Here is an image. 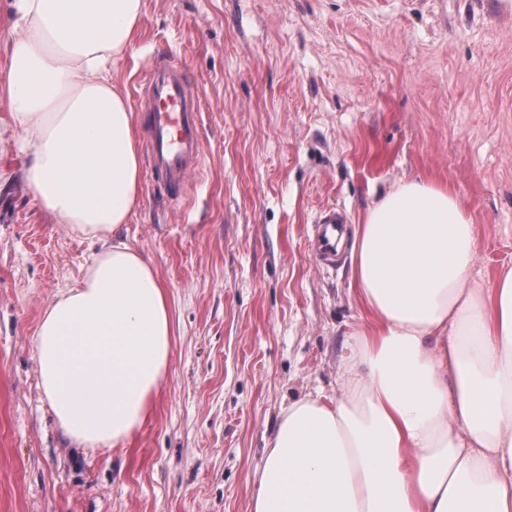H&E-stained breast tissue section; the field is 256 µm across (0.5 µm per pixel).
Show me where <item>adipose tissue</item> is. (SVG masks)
Segmentation results:
<instances>
[{
    "instance_id": "obj_1",
    "label": "adipose tissue",
    "mask_w": 512,
    "mask_h": 512,
    "mask_svg": "<svg viewBox=\"0 0 512 512\" xmlns=\"http://www.w3.org/2000/svg\"><path fill=\"white\" fill-rule=\"evenodd\" d=\"M0 137L34 197L104 244L44 311L41 387L63 436L98 448L146 421L172 352L168 292L122 238L141 194L135 115L109 73L141 0H15ZM480 233L449 185L402 180L354 227L336 396L282 407L251 512H512V267L476 268Z\"/></svg>"
}]
</instances>
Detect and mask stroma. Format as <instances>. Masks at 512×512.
<instances>
[{
  "label": "stroma",
  "instance_id": "obj_1",
  "mask_svg": "<svg viewBox=\"0 0 512 512\" xmlns=\"http://www.w3.org/2000/svg\"><path fill=\"white\" fill-rule=\"evenodd\" d=\"M202 103L203 166L182 205L141 166L124 227L170 296L168 377L117 446L63 437L34 336L100 244L23 181L0 189V512H250L280 409L335 394L361 308L351 259L310 252L332 206L357 224L405 178L449 184L512 266V0H142L113 64L126 100L156 56Z\"/></svg>",
  "mask_w": 512,
  "mask_h": 512
}]
</instances>
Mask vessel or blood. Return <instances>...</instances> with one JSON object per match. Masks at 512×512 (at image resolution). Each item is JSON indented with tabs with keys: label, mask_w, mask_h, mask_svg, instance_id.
I'll use <instances>...</instances> for the list:
<instances>
[{
	"label": "vessel or blood",
	"mask_w": 512,
	"mask_h": 512,
	"mask_svg": "<svg viewBox=\"0 0 512 512\" xmlns=\"http://www.w3.org/2000/svg\"><path fill=\"white\" fill-rule=\"evenodd\" d=\"M135 105L144 117L147 161L161 190L173 203H181L191 178L202 166L201 104L187 72L160 57L137 85ZM347 222L330 208L315 225L313 254L327 266L337 265Z\"/></svg>",
	"instance_id": "1"
}]
</instances>
